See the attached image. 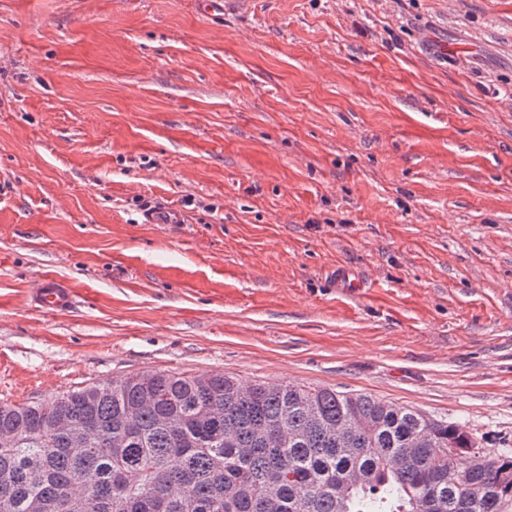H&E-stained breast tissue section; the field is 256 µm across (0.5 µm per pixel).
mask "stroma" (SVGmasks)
<instances>
[{"instance_id": "obj_1", "label": "stroma", "mask_w": 512, "mask_h": 512, "mask_svg": "<svg viewBox=\"0 0 512 512\" xmlns=\"http://www.w3.org/2000/svg\"><path fill=\"white\" fill-rule=\"evenodd\" d=\"M243 2L0 0V404L221 372L512 451V0ZM32 300L39 310L58 313L69 309L73 302L72 291L52 280H43L34 289Z\"/></svg>"}]
</instances>
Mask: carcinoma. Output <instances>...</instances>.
I'll return each instance as SVG.
<instances>
[{
  "mask_svg": "<svg viewBox=\"0 0 512 512\" xmlns=\"http://www.w3.org/2000/svg\"><path fill=\"white\" fill-rule=\"evenodd\" d=\"M63 421L88 429L85 447ZM1 433L0 512L512 508V453L488 459L459 423L332 388L148 372L0 404Z\"/></svg>",
  "mask_w": 512,
  "mask_h": 512,
  "instance_id": "carcinoma-1",
  "label": "carcinoma"
}]
</instances>
